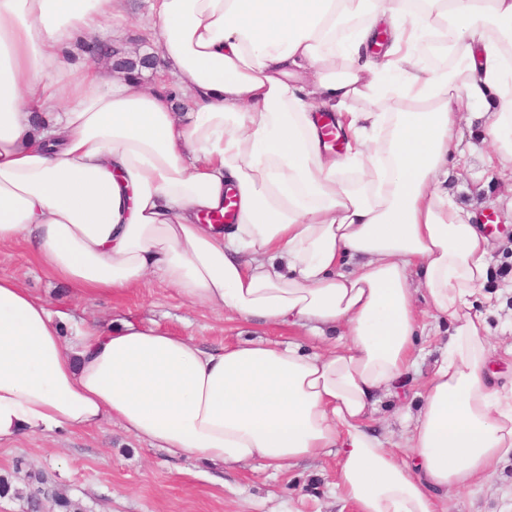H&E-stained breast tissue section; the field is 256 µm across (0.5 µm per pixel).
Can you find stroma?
Segmentation results:
<instances>
[{"label":"stroma","mask_w":512,"mask_h":512,"mask_svg":"<svg viewBox=\"0 0 512 512\" xmlns=\"http://www.w3.org/2000/svg\"><path fill=\"white\" fill-rule=\"evenodd\" d=\"M126 10L127 23L105 29L97 41L108 47L101 62L114 75L121 73V61L157 53L146 0H126ZM485 121L479 105L465 110L462 156L448 173V196L476 217L490 212L496 216L489 234L488 285L503 291V306L492 317L500 325L512 320V164L486 163L489 146L481 140ZM0 275L17 279L32 294L65 311L61 329L66 336L81 322L108 326L124 320L156 325L205 347L254 336L279 342L307 337L306 330L285 324L225 320L220 312L191 304L153 280L112 296L80 298L65 281L45 272L20 242L0 246ZM422 321V352L407 381L413 392L430 374L438 349L447 339L444 326L430 315H423ZM335 469L332 456L302 462L289 472L251 465L212 466L149 447L117 424L106 422L87 431L1 442L0 476L8 478L11 488L0 495V512H29L28 498L39 475L62 496L78 503L82 512H354L331 489ZM511 490L512 465L500 471L489 486L449 495L448 512H503L504 494Z\"/></svg>","instance_id":"stroma-1"}]
</instances>
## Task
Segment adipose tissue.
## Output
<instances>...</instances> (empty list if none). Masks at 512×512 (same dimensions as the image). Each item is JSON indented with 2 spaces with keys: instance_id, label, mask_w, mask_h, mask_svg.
<instances>
[{
  "instance_id": "1",
  "label": "adipose tissue",
  "mask_w": 512,
  "mask_h": 512,
  "mask_svg": "<svg viewBox=\"0 0 512 512\" xmlns=\"http://www.w3.org/2000/svg\"><path fill=\"white\" fill-rule=\"evenodd\" d=\"M148 4L152 87L74 53L124 0H0V245L79 296L151 276L231 320L341 334L205 348L121 321L67 342L62 312L0 276V441L111 421L229 468L332 455L356 512H447L512 464V373L471 302L491 243L443 186L464 104H487L489 161L512 163V0ZM430 36L454 68L421 66ZM229 195L234 223H202ZM422 303L452 332L402 456L372 423L416 367Z\"/></svg>"
}]
</instances>
